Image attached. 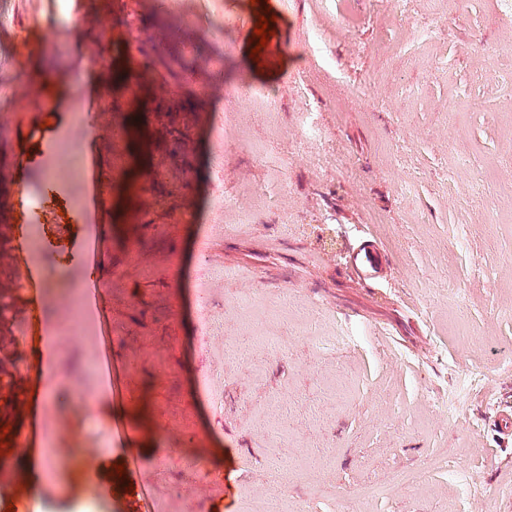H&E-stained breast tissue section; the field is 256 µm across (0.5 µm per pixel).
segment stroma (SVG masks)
I'll return each mask as SVG.
<instances>
[{"label": "stroma", "instance_id": "35a3bbf8", "mask_svg": "<svg viewBox=\"0 0 512 512\" xmlns=\"http://www.w3.org/2000/svg\"><path fill=\"white\" fill-rule=\"evenodd\" d=\"M37 24L58 44L34 42ZM71 26L50 0H0V107L34 51L70 85L59 121L20 114L5 158L21 177L0 181V199L33 196L48 175L46 141L15 147L28 128L85 135L72 104L96 99ZM167 28L183 45L153 62L143 151L94 132L105 179L122 168V193L164 203L112 224L98 283L115 309L108 337L25 349L26 290L9 285L18 245L0 234V352L21 358L16 388L53 383L32 412L0 401V422L59 459L93 448L124 464L121 477L96 473L92 512H512V436L493 424L512 408V87L500 68L512 13L500 0H173L166 13L126 0L104 40L133 63L150 52L143 31ZM245 68L251 101L235 110ZM187 69L180 94L158 89ZM154 164L165 177L144 182ZM369 236L390 270L354 288L349 249ZM108 339L140 369L130 394L103 386ZM471 370L483 386L449 417L440 403ZM79 385L97 406L86 419ZM208 469L224 478L203 497ZM83 489L68 472L19 487L34 512H64Z\"/></svg>", "mask_w": 512, "mask_h": 512}]
</instances>
